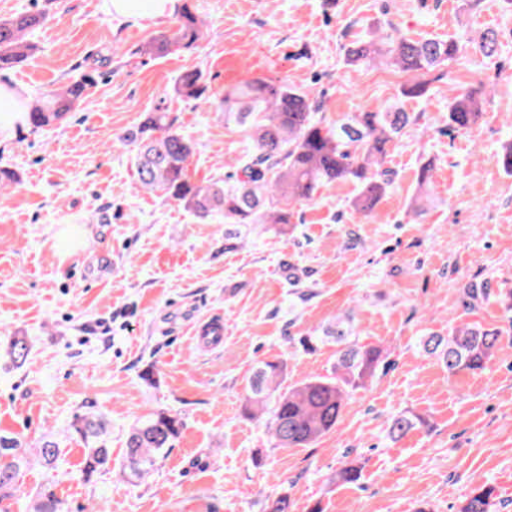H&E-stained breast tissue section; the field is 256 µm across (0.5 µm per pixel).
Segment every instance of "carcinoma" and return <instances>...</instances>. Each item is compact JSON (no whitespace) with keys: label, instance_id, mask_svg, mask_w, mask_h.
I'll return each mask as SVG.
<instances>
[{"label":"carcinoma","instance_id":"cac0c4a2","mask_svg":"<svg viewBox=\"0 0 512 512\" xmlns=\"http://www.w3.org/2000/svg\"><path fill=\"white\" fill-rule=\"evenodd\" d=\"M43 12L0 18V69L24 61L34 46L29 38L42 27ZM204 21L189 9L182 10L167 32L150 37L142 51L162 57L177 50H191L202 39ZM498 33L487 29L478 35L476 47L492 55ZM460 47L453 39L412 37L395 28H376L367 38L351 43L345 62L350 66L383 64L412 76L401 96L416 100L428 92L424 76L450 60L459 58ZM86 80H75L45 99L32 102L28 112L34 129L62 123L81 100ZM204 72L184 71L173 87L179 98L196 104L209 103ZM482 91L461 88L448 111L454 131L469 129L481 117ZM224 123L234 125L249 142L251 151L237 159L233 171L222 178L194 180L190 172L191 142L175 127L169 112L157 109L147 119L115 136L112 145L134 152L136 188L159 193L189 210L202 222L224 219V248L238 246L240 224H290L296 208L315 200L318 190L332 183H351L357 189L354 211L368 217L391 184L385 168L389 147L415 116L396 104L382 103L372 111L352 112L331 123L319 116L321 103L311 91L264 79L243 81L224 90ZM431 165L421 166L418 193L412 204L416 214L429 199ZM465 302L474 307L490 299V288L469 286ZM502 341V331L477 323H462L448 334L432 333L421 340L422 351L436 357L450 374L478 373L486 369ZM336 346V360L326 375L313 376L286 392L280 391L285 370L282 361H267L256 367L248 380V415L267 416L266 428L276 448H308L336 428L350 397L366 387L387 355L376 345H361L352 321L339 319L321 336H301L298 343L306 353L319 344ZM13 364L22 366L30 346L24 336L8 342ZM428 425L418 414L402 412L388 425L387 437L398 441ZM183 426L181 417L159 410L138 420L125 434L122 470L132 480H141L157 470L159 461L172 447ZM83 447L86 481L112 470V427L106 418L92 412L73 415L67 429ZM59 443L49 437L30 449L13 433H0V502L12 497L23 472L37 463L54 468L59 460ZM494 488H473L459 512H495ZM30 512H63V502L46 486Z\"/></svg>","mask_w":512,"mask_h":512}]
</instances>
